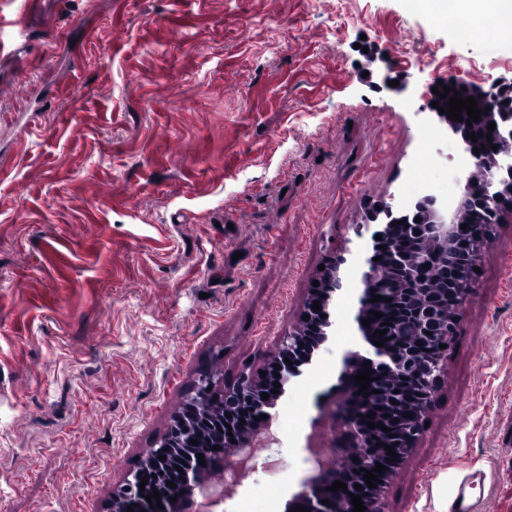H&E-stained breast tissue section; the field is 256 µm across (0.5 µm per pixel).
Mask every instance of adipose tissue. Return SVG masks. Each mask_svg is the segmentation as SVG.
Returning a JSON list of instances; mask_svg holds the SVG:
<instances>
[{
	"label": "adipose tissue",
	"instance_id": "obj_1",
	"mask_svg": "<svg viewBox=\"0 0 512 512\" xmlns=\"http://www.w3.org/2000/svg\"><path fill=\"white\" fill-rule=\"evenodd\" d=\"M461 36L492 40L512 22V0H416Z\"/></svg>",
	"mask_w": 512,
	"mask_h": 512
}]
</instances>
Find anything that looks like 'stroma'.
<instances>
[{"mask_svg": "<svg viewBox=\"0 0 512 512\" xmlns=\"http://www.w3.org/2000/svg\"><path fill=\"white\" fill-rule=\"evenodd\" d=\"M512 92V36L411 0H0V512H104L199 370L258 374L346 253L329 340L216 512L286 506L330 444L376 205L456 201L437 82ZM386 512H448L468 470L512 512V223L478 256Z\"/></svg>", "mask_w": 512, "mask_h": 512, "instance_id": "stroma-1", "label": "stroma"}]
</instances>
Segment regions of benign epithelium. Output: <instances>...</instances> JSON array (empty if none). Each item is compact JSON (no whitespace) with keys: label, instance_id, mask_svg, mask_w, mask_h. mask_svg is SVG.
I'll return each mask as SVG.
<instances>
[{"label":"benign epithelium","instance_id":"7a95c632","mask_svg":"<svg viewBox=\"0 0 512 512\" xmlns=\"http://www.w3.org/2000/svg\"><path fill=\"white\" fill-rule=\"evenodd\" d=\"M465 97H474L483 107L489 108L487 115L497 118L491 132V145L474 154L468 142V127L459 122L447 124L446 136L456 140L458 164L463 178V191L454 207L448 201L429 190H424L420 199L425 201L433 213L431 224H411V231H420L413 236L416 243H428L432 247L430 259L420 261L415 256L416 248L388 239L385 224L371 236L372 246L383 245L378 255L381 260L368 257L360 276L362 294L356 315L358 331L367 345L366 353L349 351L343 358L335 392L325 405L328 415L343 428L340 444L348 448L341 461L336 456L326 462L314 460V474L303 482V489L289 502L286 512L304 506L308 512H342V504L352 501V495L361 496L366 512H385L382 506L384 488L410 455L422 435L424 424L438 392L441 374L448 358V349L434 344L438 331L445 330L444 338L455 336L457 322L463 312L471 291L472 277L478 254L490 241L492 226L502 222L504 214L512 215V193L503 191L512 186V112L502 108L500 99L480 87L468 85L462 92ZM498 146L492 150L491 146ZM469 211V219L460 221L461 211ZM381 240H376V235ZM347 258L342 253L332 255L318 278L319 286L313 288L305 303L298 326L281 337L268 357V365L279 374L277 395L262 400L264 379L242 373L230 385L218 384L210 371H200L191 386L193 399L192 418L197 420L210 407L220 405L224 412L236 418L245 413L254 418L241 430L221 427L208 435L198 426H192L179 414H174L167 431L151 448L139 468L128 474L123 482L113 489L106 512H128V505L135 503L133 512H161L150 506L145 496L157 489L162 506L167 508L170 498H177L181 512H213V508L234 492L235 485L212 488L204 484V474L222 467L226 471H239L251 460L249 448L253 437L269 427L270 419L257 420L275 407V402L285 393L291 377L300 373V364L310 363L313 352L328 340V329L332 327L328 307L333 294L343 288V266ZM437 265L442 269L441 287H433L425 265ZM383 299L371 302L374 296ZM319 302L320 310L312 311L313 302ZM380 312L386 323L406 322L410 332L400 336L392 332L391 339L378 347L373 341L379 339L370 327L363 325L368 316ZM422 345H417V342ZM292 365H287V361ZM370 366H364V363ZM372 370L370 377L387 381L391 399L398 402L403 412L412 413L410 424L388 422L390 432L368 427L367 405L356 404L355 391L359 389L354 376ZM180 439L190 448V440L198 441L199 453L205 464L198 463L197 454L190 453L176 460L184 475H176V487L167 486L163 473L170 470L169 461L159 457L169 456L170 440ZM382 448H377V443ZM220 449L215 450L213 446ZM391 446L397 453L392 458L385 447ZM387 470L378 474L380 483L370 488L365 484V471H373L376 464ZM146 485L139 487L141 478ZM336 481L347 488L329 491ZM362 489H355V485ZM330 501V505L323 501Z\"/></svg>","mask_w":512,"mask_h":512}]
</instances>
